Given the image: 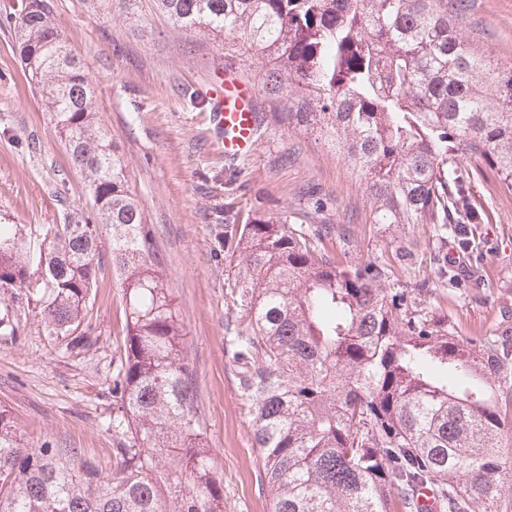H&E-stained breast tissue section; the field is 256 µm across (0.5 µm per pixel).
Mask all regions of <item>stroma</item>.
I'll list each match as a JSON object with an SVG mask.
<instances>
[{
    "mask_svg": "<svg viewBox=\"0 0 512 512\" xmlns=\"http://www.w3.org/2000/svg\"><path fill=\"white\" fill-rule=\"evenodd\" d=\"M52 19L93 81V106L109 129L128 186L153 229L165 284L184 326V354L195 372L198 414L213 465L224 477V512H269L261 454L254 447L237 378L224 352L227 263L215 241L224 213V180L236 169L237 208H258L292 224H345L353 241L333 234L338 263L356 258L395 263L407 255L403 287L431 276L436 246L426 224L373 231L360 180L316 135L280 123L262 89L269 60L223 35L180 28L158 0H48ZM18 0H0V213L28 235L91 217L86 182L74 167L19 53ZM466 41L512 66V0H474L458 24ZM234 70L255 89L264 115L257 146L225 158L197 93ZM487 215L468 252L449 245L456 277L438 301L458 336L512 338V190L493 172L471 188ZM20 332L0 337V404L12 411L29 447L72 448L112 472L117 436L112 375L123 352L125 303L112 278L100 283L78 346L45 335L39 316L21 312Z\"/></svg>",
    "mask_w": 512,
    "mask_h": 512,
    "instance_id": "1",
    "label": "stroma"
}]
</instances>
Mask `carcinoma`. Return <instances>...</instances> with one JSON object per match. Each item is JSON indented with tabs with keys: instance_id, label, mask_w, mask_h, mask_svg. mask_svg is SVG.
<instances>
[{
	"instance_id": "carcinoma-1",
	"label": "carcinoma",
	"mask_w": 512,
	"mask_h": 512,
	"mask_svg": "<svg viewBox=\"0 0 512 512\" xmlns=\"http://www.w3.org/2000/svg\"><path fill=\"white\" fill-rule=\"evenodd\" d=\"M472 0H160L268 57L278 119L342 154L365 185L367 223L429 224L443 283L456 227L481 224L469 187L485 171L512 190V68L458 34ZM25 67L85 175L94 221L40 238L0 223V336L16 302L49 337L85 335L112 272L126 328L112 377L116 465L102 475L73 448H30L0 406V512H224V480L197 416L194 370L152 229L93 91L45 0H21ZM112 228L108 249L98 230ZM333 224H290L224 206L225 349L264 465L270 512H508L512 340L462 339L442 308L393 284L394 267L339 266ZM497 384H487L489 378Z\"/></svg>"
}]
</instances>
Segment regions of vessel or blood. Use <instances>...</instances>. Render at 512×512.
Segmentation results:
<instances>
[{"mask_svg": "<svg viewBox=\"0 0 512 512\" xmlns=\"http://www.w3.org/2000/svg\"><path fill=\"white\" fill-rule=\"evenodd\" d=\"M206 95L216 140L225 156L237 158L252 153L257 145L259 125L251 85L230 70L222 82L207 90Z\"/></svg>", "mask_w": 512, "mask_h": 512, "instance_id": "b4317fda", "label": "vessel or blood"}]
</instances>
